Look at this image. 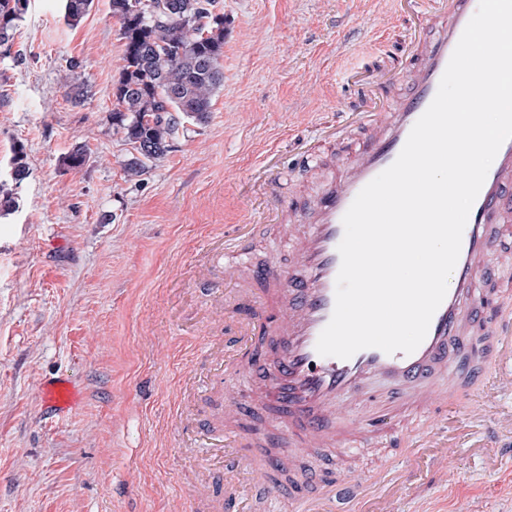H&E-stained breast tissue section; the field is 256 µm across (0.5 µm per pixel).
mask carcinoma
<instances>
[{
    "mask_svg": "<svg viewBox=\"0 0 512 512\" xmlns=\"http://www.w3.org/2000/svg\"><path fill=\"white\" fill-rule=\"evenodd\" d=\"M21 0H0V46L13 39L24 9ZM152 13H138L143 0H111L124 41L114 108L117 130L138 156L126 173L140 175L146 162L166 155L180 120L206 119L224 82V5L221 0H180L181 13H167L166 0H148ZM93 0H65L64 19L78 24Z\"/></svg>",
    "mask_w": 512,
    "mask_h": 512,
    "instance_id": "cac0c4a2",
    "label": "carcinoma"
}]
</instances>
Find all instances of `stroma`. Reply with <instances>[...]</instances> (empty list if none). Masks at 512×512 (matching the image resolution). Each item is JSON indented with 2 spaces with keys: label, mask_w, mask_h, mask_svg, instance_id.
I'll use <instances>...</instances> for the list:
<instances>
[{
  "label": "stroma",
  "mask_w": 512,
  "mask_h": 512,
  "mask_svg": "<svg viewBox=\"0 0 512 512\" xmlns=\"http://www.w3.org/2000/svg\"><path fill=\"white\" fill-rule=\"evenodd\" d=\"M224 83L204 121H182L166 155L128 177L134 150L113 117L123 41L111 0H94L77 26L63 0H28L11 46H0V512H208L224 498V472L178 445L180 376L224 328L209 303L196 253L234 232L253 266L287 262L288 227H245L246 177L277 152V192L297 207L312 199L290 160L300 140L335 119L348 68L387 66L372 38V0H223ZM85 83L75 104L70 85ZM76 147L81 168L64 162ZM28 175L12 180L15 149ZM63 376L81 392L72 411L45 415L42 383ZM222 389L197 405L203 428L224 431L242 452L273 464L287 433L245 406L223 413ZM388 393L361 402L409 436L439 423L436 445L459 458L455 491L492 512L512 482V454L491 466L479 417L443 404L389 417ZM385 437L358 453L314 448L279 471L282 498L315 495L346 470L369 477L396 461ZM417 462L416 488L378 489L374 512L444 508V487Z\"/></svg>",
  "instance_id": "35a3bbf8"
}]
</instances>
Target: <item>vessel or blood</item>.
<instances>
[{"label": "vessel or blood", "instance_id": "vessel-or-blood-1", "mask_svg": "<svg viewBox=\"0 0 512 512\" xmlns=\"http://www.w3.org/2000/svg\"><path fill=\"white\" fill-rule=\"evenodd\" d=\"M479 0H389L378 29L389 34L395 22H410L407 49L396 59L391 75L368 92L358 71L347 79L358 89L355 103L336 112L334 129L320 131L318 138L333 145L342 156L337 172L327 177L321 197L296 218L292 206L273 198L278 175L275 156L264 153L255 168L264 187L258 223L298 224L288 266L267 264L260 272L240 263L228 264L220 248L203 255L210 293L221 288L214 272L235 280L249 298L273 302L265 330L280 345V355L270 362L239 361L242 348L253 341L249 326L238 329L236 346L213 342L204 347L203 358L213 369L238 363V373L248 384H261L259 410L286 413L291 433L280 453L293 460L310 448H332L347 436L374 428L373 419L360 414L358 403L378 381L390 385L403 405L431 404L453 396L459 384H479L467 413L486 412L488 393L512 390V362L499 368L485 365L471 370L467 357L479 354L484 338L495 336L500 348L512 358V311L500 308L480 316L483 299L477 289L489 278V255L512 226V140L499 149L485 182L472 205L463 233L461 251L449 280L447 293L434 313L427 335L412 354H386L376 348L358 351L351 358L322 356L316 343L335 306L336 277L341 258L338 245L344 236L342 223L351 203L373 178L397 159L409 133L434 99L440 79ZM208 389V377L190 369L179 382V412ZM44 408L54 415L73 408L77 400L73 382L66 377L45 381ZM430 470L436 481L447 482L456 471L453 450L433 457ZM265 487L277 496L278 487L266 466L255 462L227 461L224 465V509L237 512L246 494ZM368 478L346 474L322 486L318 497L301 496L290 501L289 512H360L369 494Z\"/></svg>", "mask_w": 512, "mask_h": 512}]
</instances>
